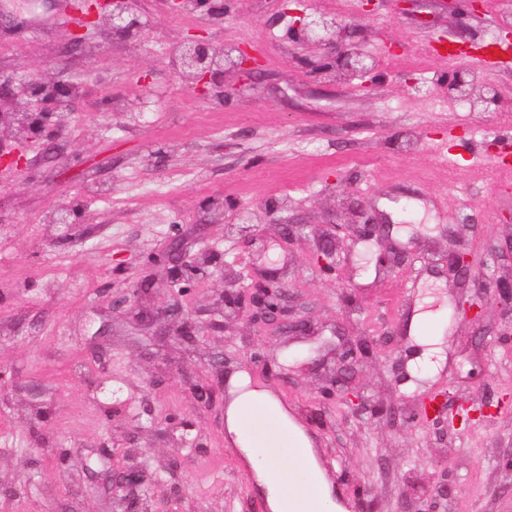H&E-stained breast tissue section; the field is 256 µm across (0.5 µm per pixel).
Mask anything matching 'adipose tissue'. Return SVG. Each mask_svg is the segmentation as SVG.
Masks as SVG:
<instances>
[{"instance_id": "ef3b65f1", "label": "adipose tissue", "mask_w": 512, "mask_h": 512, "mask_svg": "<svg viewBox=\"0 0 512 512\" xmlns=\"http://www.w3.org/2000/svg\"><path fill=\"white\" fill-rule=\"evenodd\" d=\"M443 313L438 309L421 308L411 323V332L422 352L409 364V371L418 378H426L436 373L444 360ZM252 403H258L271 411L275 419L262 440L265 447H278L280 439H287L289 444L288 459L299 464L302 470L300 479L310 495L312 508L310 512H334L336 504L332 497V488L314 455L310 440L304 430L291 421L286 411L268 394L248 388H241L240 394L228 413V427L234 433L236 442L246 448L249 460L259 461L256 478L266 490V502L270 512H285L282 486L277 478L284 467L271 456L260 455L253 439L246 435L240 414L242 409Z\"/></svg>"}]
</instances>
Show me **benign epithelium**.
<instances>
[{"label":"benign epithelium","mask_w":512,"mask_h":512,"mask_svg":"<svg viewBox=\"0 0 512 512\" xmlns=\"http://www.w3.org/2000/svg\"><path fill=\"white\" fill-rule=\"evenodd\" d=\"M68 17L71 40L84 42L96 31L107 32L114 40L137 41L146 33L134 7V0H54ZM205 19L218 21L224 19L234 5V0H194ZM283 14L293 19L292 29L296 33L298 46L315 43L320 47L318 57L307 63V71L313 77L336 68L348 72L369 75L375 70L372 56L347 43L340 36L345 25L329 14L309 11L304 0H296L295 7L288 8V2L282 3ZM235 56L230 60L231 67L248 76L265 67L263 52L250 44H241L234 48ZM224 48L213 45L203 32H194L185 36L176 49L175 71L185 86L201 98H207L211 91H219L221 99L234 94L224 88ZM73 83L65 72L61 71L48 84L33 73L21 79H0V126H25L26 117L36 116L38 134L26 135L16 146L6 147L0 144V173L20 178L25 175L29 161L27 153L34 142L44 146L46 142L59 138L65 132L64 114L61 111L63 100L71 98L69 94ZM387 225L374 224L364 218L358 225L359 235L365 239L383 237ZM151 263L164 265L175 278V287L168 291V304L163 310L143 305V297L151 293L150 284L135 283L122 290L118 302L138 309L137 319L141 326L149 329L158 327L157 337L174 338L182 342H194L205 335V327L197 324L192 311L185 305V297L194 284V276L200 269V260L183 251L180 243L171 242L166 250L152 257ZM448 271L457 275L481 277L484 275L483 263L472 252L456 251L448 255ZM285 286L276 278H269L252 286H238L224 294L225 307L245 318L251 324L262 323L289 333L303 334L307 324L303 321L283 323L282 300ZM482 297L460 298L455 303L456 315L466 322H475L482 315ZM170 312L181 315V326L172 330L161 325L163 316ZM366 341L356 343L347 341L336 349V359L340 369L346 370L358 361L361 348ZM197 400L208 407L216 405V389L207 382L192 384ZM444 393H431L416 404V418L424 424L435 426L442 423L445 409ZM127 455L120 451L104 457L102 480L104 489L112 493V501L117 512H141L142 497L155 485L163 482L161 477L153 480L144 478L147 465H128Z\"/></svg>","instance_id":"7a95c632"}]
</instances>
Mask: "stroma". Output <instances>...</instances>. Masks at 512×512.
I'll return each mask as SVG.
<instances>
[{
  "label": "stroma",
  "instance_id": "35a3bbf8",
  "mask_svg": "<svg viewBox=\"0 0 512 512\" xmlns=\"http://www.w3.org/2000/svg\"><path fill=\"white\" fill-rule=\"evenodd\" d=\"M308 6L347 25L348 42L375 56L373 76L310 81L277 0H236L213 24L136 0L142 40L102 31L79 45L48 0H0V77L62 69L80 88L64 110L66 135L36 158L33 177L0 179V512H113L88 468L111 446L154 470L177 465L178 483L154 486L145 512H269L222 406L200 408L190 389L199 378L232 402L211 365L221 356L306 431L347 512H417L431 496L438 512H512V406L446 430L413 419L430 391L476 408L512 394V344L501 338L512 306L490 295L481 323L448 320L434 377L407 372L424 293L447 310L460 293L449 251L476 250L487 276H512V171L495 168L486 148L512 134V107L484 112L449 95L457 62L428 52L442 36L484 41L512 25V0L463 24L449 0H381L369 17L349 0ZM201 28L215 44L264 49L267 77L226 105L195 96L171 65ZM386 40L401 43L399 56L380 54ZM59 195L78 210L79 235L56 223ZM273 204L301 234L288 240L267 223ZM362 208L407 248L392 270L377 266L383 244L355 233ZM332 219L345 228L328 273L316 253ZM181 236L205 260L188 299L207 327L196 343L147 335L118 301L148 278L168 287L144 258ZM271 268L311 335L274 336L226 316V274L257 283ZM342 337L377 342L341 377L362 397L355 410L320 395ZM318 356L326 365H312ZM170 412L188 431L155 425Z\"/></svg>",
  "mask_w": 512,
  "mask_h": 512
}]
</instances>
